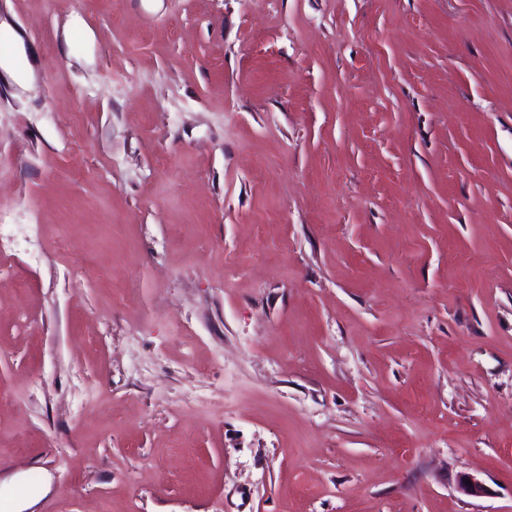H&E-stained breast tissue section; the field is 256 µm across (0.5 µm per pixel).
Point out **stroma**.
<instances>
[{
    "label": "stroma",
    "instance_id": "stroma-1",
    "mask_svg": "<svg viewBox=\"0 0 512 512\" xmlns=\"http://www.w3.org/2000/svg\"><path fill=\"white\" fill-rule=\"evenodd\" d=\"M0 24L26 512H512V0Z\"/></svg>",
    "mask_w": 512,
    "mask_h": 512
}]
</instances>
